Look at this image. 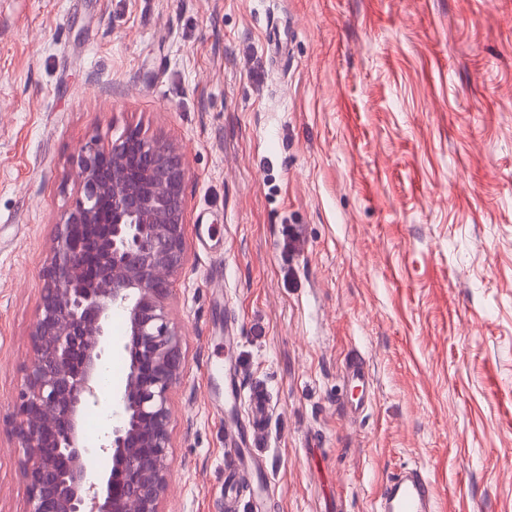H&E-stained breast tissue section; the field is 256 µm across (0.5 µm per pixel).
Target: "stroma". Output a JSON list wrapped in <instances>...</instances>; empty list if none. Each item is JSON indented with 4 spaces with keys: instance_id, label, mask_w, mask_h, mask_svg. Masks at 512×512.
Instances as JSON below:
<instances>
[{
    "instance_id": "1",
    "label": "stroma",
    "mask_w": 512,
    "mask_h": 512,
    "mask_svg": "<svg viewBox=\"0 0 512 512\" xmlns=\"http://www.w3.org/2000/svg\"><path fill=\"white\" fill-rule=\"evenodd\" d=\"M131 125L187 169L163 512H375L407 465L512 512V0H0V512L74 160Z\"/></svg>"
}]
</instances>
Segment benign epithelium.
Segmentation results:
<instances>
[{
    "label": "benign epithelium",
    "mask_w": 512,
    "mask_h": 512,
    "mask_svg": "<svg viewBox=\"0 0 512 512\" xmlns=\"http://www.w3.org/2000/svg\"><path fill=\"white\" fill-rule=\"evenodd\" d=\"M76 196L42 271L11 430L24 450L26 512H161L168 491L170 390L182 335L166 300L185 263L186 168L179 148L129 127L76 158ZM126 317L129 372L96 467L82 416L99 405L112 312Z\"/></svg>",
    "instance_id": "obj_1"
}]
</instances>
